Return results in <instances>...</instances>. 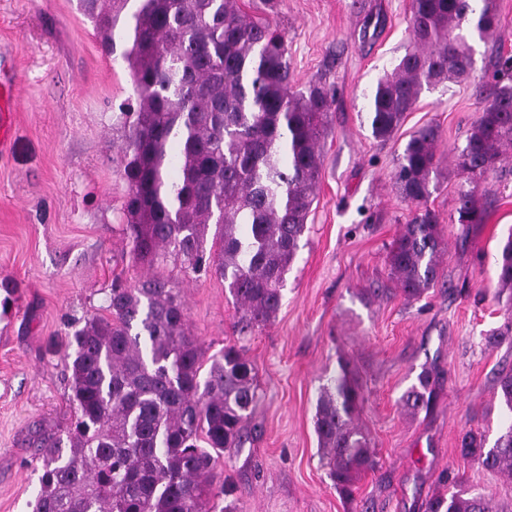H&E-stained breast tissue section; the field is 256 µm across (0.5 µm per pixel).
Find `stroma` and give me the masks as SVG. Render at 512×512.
Instances as JSON below:
<instances>
[{"instance_id": "obj_1", "label": "stroma", "mask_w": 512, "mask_h": 512, "mask_svg": "<svg viewBox=\"0 0 512 512\" xmlns=\"http://www.w3.org/2000/svg\"><path fill=\"white\" fill-rule=\"evenodd\" d=\"M288 37L295 80L335 91L322 143L318 195L282 306L246 342L262 398L248 440L219 458L244 512H420L441 477L463 481L512 512V477L464 459L465 429L496 439L503 413L499 373L512 369V341L489 344L507 312L495 296V256L512 231V156L481 191L486 223H453L456 177L449 149L463 146L504 45L475 42L468 79L423 90L386 141L373 138L366 95L409 44L410 0H241ZM0 51L14 62L10 132L0 150V512H32L39 491L33 425L70 415L60 355L67 324L103 314L113 280L145 276L122 234L126 186L118 173L122 132L112 114L132 94L122 59L107 56L78 0H0ZM437 126V156L449 176L429 205L441 216L439 282L420 299L389 293L387 251L408 211L393 171L407 140ZM159 275L180 288L189 331L206 354L235 342L237 310L217 276L188 278L176 260ZM366 288L377 296L363 298ZM356 370L359 424L377 454L354 500L327 475L314 431L318 388L340 360ZM436 367L429 410L408 416L402 394L422 367Z\"/></svg>"}]
</instances>
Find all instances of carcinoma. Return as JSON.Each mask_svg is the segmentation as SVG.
<instances>
[{"label": "carcinoma", "mask_w": 512, "mask_h": 512, "mask_svg": "<svg viewBox=\"0 0 512 512\" xmlns=\"http://www.w3.org/2000/svg\"><path fill=\"white\" fill-rule=\"evenodd\" d=\"M80 0L105 53L115 38L134 100L121 108L120 174L127 184L122 231L136 264L174 255L186 273L224 279L243 339L264 329L282 303L286 275L308 231L334 90L294 85L283 29L251 17L239 0ZM409 45L367 94L372 136L391 138L424 89L469 76L473 42L508 30L497 0H411ZM453 151L456 221L487 222L479 187L512 150V57ZM438 129L410 136L394 182L410 214L389 248L388 277L407 301L439 279L445 242L437 189ZM211 247H205L209 226ZM512 298V233L497 254L496 296ZM106 314L70 324L65 345L70 419L35 432L42 474L33 512H243L235 484L214 485L216 459L239 452L260 400L258 376L236 344L204 357L188 329L180 290L157 274L112 283ZM209 366H204V362ZM437 377L424 368L401 396L415 415L429 407ZM506 423L493 445L463 431L462 457L512 476V370L497 379ZM362 387L350 363L319 388L314 430L339 494L353 498L377 465L356 423ZM422 512H504L462 483L435 493Z\"/></svg>", "instance_id": "cac0c4a2"}]
</instances>
